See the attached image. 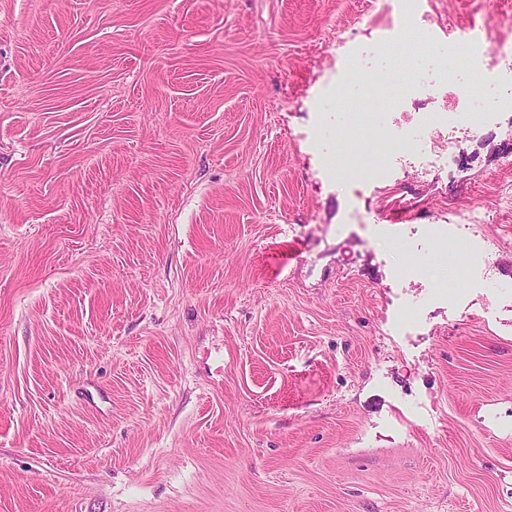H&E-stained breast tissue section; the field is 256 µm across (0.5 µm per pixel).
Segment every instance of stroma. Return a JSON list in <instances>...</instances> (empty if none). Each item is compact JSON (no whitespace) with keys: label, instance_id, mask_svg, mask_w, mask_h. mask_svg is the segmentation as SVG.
Listing matches in <instances>:
<instances>
[{"label":"stroma","instance_id":"stroma-1","mask_svg":"<svg viewBox=\"0 0 512 512\" xmlns=\"http://www.w3.org/2000/svg\"><path fill=\"white\" fill-rule=\"evenodd\" d=\"M483 6L395 67L398 0H0V512H512V114L405 84ZM387 82L385 72L365 71L362 75L361 91L367 103H377ZM374 112L351 113V138L342 142L336 151V167L344 170L351 181L363 182L388 167L392 155L397 152H411L413 144L409 140H394L385 137L379 148H366L374 135ZM353 154H358L354 164L349 162Z\"/></svg>","mask_w":512,"mask_h":512}]
</instances>
